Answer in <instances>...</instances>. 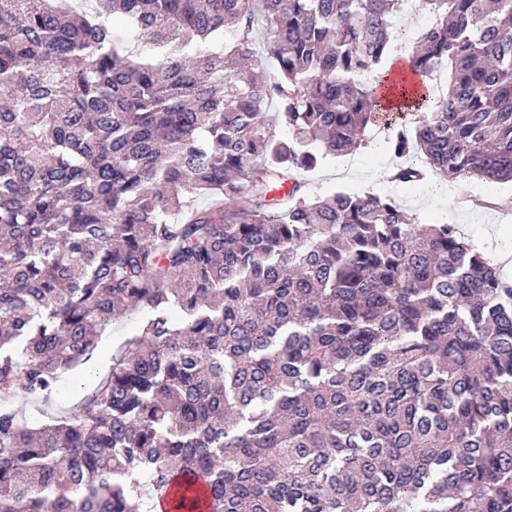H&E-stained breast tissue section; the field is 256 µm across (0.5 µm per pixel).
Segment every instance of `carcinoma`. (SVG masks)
Listing matches in <instances>:
<instances>
[{
	"label": "carcinoma",
	"instance_id": "1",
	"mask_svg": "<svg viewBox=\"0 0 512 512\" xmlns=\"http://www.w3.org/2000/svg\"><path fill=\"white\" fill-rule=\"evenodd\" d=\"M402 2L0 0V512H512V282L294 178L364 146ZM416 5L392 179L512 182V0ZM139 321V315L130 311L117 322H113L103 336L98 349L95 351L93 358L80 365L77 370L68 377L66 385V394L61 397L55 407L56 413H63L70 407L89 395L98 381L97 377L104 376L112 367V351L125 339L134 333ZM95 365V374L90 378H84L85 373L89 370L90 364ZM84 378L82 386H77L76 382Z\"/></svg>",
	"mask_w": 512,
	"mask_h": 512
}]
</instances>
